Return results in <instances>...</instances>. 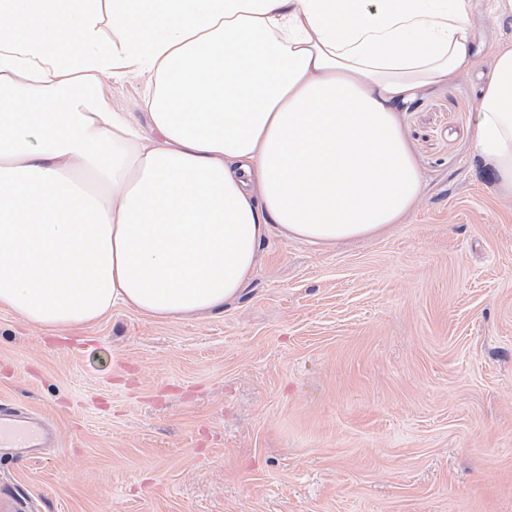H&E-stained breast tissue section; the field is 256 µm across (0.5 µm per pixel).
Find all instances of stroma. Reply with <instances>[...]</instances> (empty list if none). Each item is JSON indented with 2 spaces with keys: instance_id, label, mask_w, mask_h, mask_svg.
Masks as SVG:
<instances>
[{
  "instance_id": "35a3bbf8",
  "label": "stroma",
  "mask_w": 512,
  "mask_h": 512,
  "mask_svg": "<svg viewBox=\"0 0 512 512\" xmlns=\"http://www.w3.org/2000/svg\"><path fill=\"white\" fill-rule=\"evenodd\" d=\"M476 73L400 123L418 204L379 236L272 233L223 310L123 307L49 331L0 309V401L57 445L0 454L31 512H512V199L473 139L475 91L512 13L474 0ZM149 129L141 78L102 77Z\"/></svg>"
}]
</instances>
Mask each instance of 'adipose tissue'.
<instances>
[{
  "mask_svg": "<svg viewBox=\"0 0 512 512\" xmlns=\"http://www.w3.org/2000/svg\"><path fill=\"white\" fill-rule=\"evenodd\" d=\"M473 0H0V308L44 329L237 300L272 230L374 237L423 176L398 113L475 65ZM145 79L155 138L100 77ZM61 111L34 120V102ZM475 139L512 196V45Z\"/></svg>",
  "mask_w": 512,
  "mask_h": 512,
  "instance_id": "adipose-tissue-1",
  "label": "adipose tissue"
}]
</instances>
